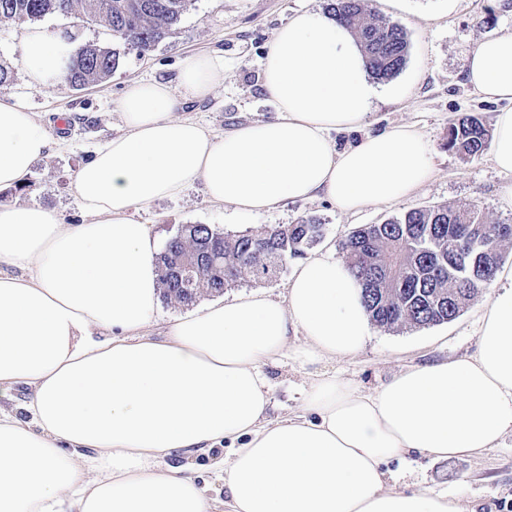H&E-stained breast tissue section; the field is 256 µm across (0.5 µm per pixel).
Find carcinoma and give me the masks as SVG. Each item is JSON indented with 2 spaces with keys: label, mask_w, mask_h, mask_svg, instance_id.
<instances>
[{
  "label": "carcinoma",
  "mask_w": 512,
  "mask_h": 512,
  "mask_svg": "<svg viewBox=\"0 0 512 512\" xmlns=\"http://www.w3.org/2000/svg\"><path fill=\"white\" fill-rule=\"evenodd\" d=\"M193 0H0V21H36L48 15H79L105 23L127 50L149 53ZM329 16L344 24L362 48L371 74L395 77L406 64L403 27L367 9L366 0H330ZM120 51L96 45L78 49L66 80L76 89L104 81L119 66ZM490 133L471 114L448 124L446 146L471 158L490 145ZM325 225L308 217L225 233L209 224H183L159 254L165 300L190 306L206 294H220L245 277L265 281L289 260L306 255L325 237ZM465 234L485 247L459 256ZM512 244V223L490 224L474 205L412 210L381 224L364 225L341 243L345 261L363 290L370 320L388 330L421 328L454 320L489 285ZM196 268L191 285L183 269Z\"/></svg>",
  "instance_id": "carcinoma-1"
}]
</instances>
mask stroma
<instances>
[{"instance_id": "obj_1", "label": "stroma", "mask_w": 512, "mask_h": 512, "mask_svg": "<svg viewBox=\"0 0 512 512\" xmlns=\"http://www.w3.org/2000/svg\"><path fill=\"white\" fill-rule=\"evenodd\" d=\"M327 0H193L172 31L146 55L122 51L112 75L82 90L68 82L30 86L22 64L25 24L0 22V62L13 71V81L0 97L33 112L49 133L51 146L23 183L0 190V204L42 205L61 212L65 223L80 224L87 217L74 191L77 170L110 138L122 134L116 104L136 80L176 83L183 60L211 55L224 63L222 86L204 100H191L180 110L216 134L242 123L272 118L275 106L263 91L261 63L276 30L298 11L325 13ZM380 15L404 27L409 50L403 70L378 83L365 130L333 131L337 148L357 143L365 133L398 124L413 125L433 150L435 175L414 196L388 205H371L354 215L340 212L324 198L283 201L260 214H238L213 204L202 184L180 197L162 199L133 210L148 225L158 244H165L184 224H209L228 233L255 230L272 224H294L305 217L326 226L323 247L338 251L351 231L378 224L407 211L436 205H476L486 221L512 223V208L501 201L502 184L512 174L495 169L489 155L466 158L446 146L448 123L460 114H473L490 123L497 104L483 101L465 79V63L486 37L512 33V0H370ZM42 27L52 34L71 35L73 47L94 44L120 49V41L101 22L74 16H48ZM485 289L454 320L424 328L387 330L371 326L370 338L354 357L318 362L310 367L290 358L268 365L272 380V416L299 411L300 391L311 369L327 370L371 391L406 366L454 359L475 352L479 318L492 298ZM399 487L431 489L459 497L472 512H507L512 505V436L500 448L475 457L434 460L413 455L389 462Z\"/></svg>"}]
</instances>
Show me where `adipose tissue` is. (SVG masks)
<instances>
[{
    "label": "adipose tissue",
    "instance_id": "adipose-tissue-1",
    "mask_svg": "<svg viewBox=\"0 0 512 512\" xmlns=\"http://www.w3.org/2000/svg\"><path fill=\"white\" fill-rule=\"evenodd\" d=\"M70 45L28 29L23 63L42 84L65 75ZM468 81L493 116L491 161L512 172V33L479 42ZM274 119L217 135L174 113L224 82L209 55L186 58L177 85L129 84L125 128L76 174L85 224L42 206H0V512H468L458 498L395 488L391 460L473 456L512 434V268L481 317L474 354L405 368L367 392L322 372L303 410L269 418L267 364L358 354L369 338L362 289L341 260L299 264L287 296L253 293L147 333L160 299L158 249L133 209L202 183L211 202L266 212L324 197L347 214L405 199L434 176L432 148L409 125L337 151L328 134L357 131L377 87L352 33L292 15L265 56ZM50 144L25 107L0 100V189L21 184ZM301 335L303 342L292 345ZM229 447L214 479L172 455Z\"/></svg>",
    "mask_w": 512,
    "mask_h": 512
}]
</instances>
